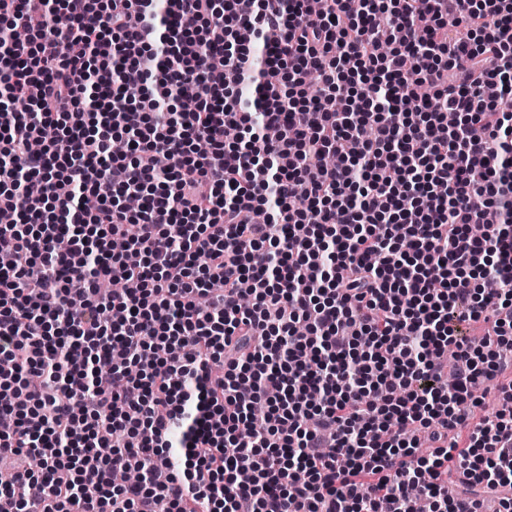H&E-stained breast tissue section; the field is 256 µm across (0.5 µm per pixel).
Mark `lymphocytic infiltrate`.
I'll return each mask as SVG.
<instances>
[{
  "instance_id": "1",
  "label": "lymphocytic infiltrate",
  "mask_w": 512,
  "mask_h": 512,
  "mask_svg": "<svg viewBox=\"0 0 512 512\" xmlns=\"http://www.w3.org/2000/svg\"><path fill=\"white\" fill-rule=\"evenodd\" d=\"M1 88L0 512H512V0H0Z\"/></svg>"
}]
</instances>
